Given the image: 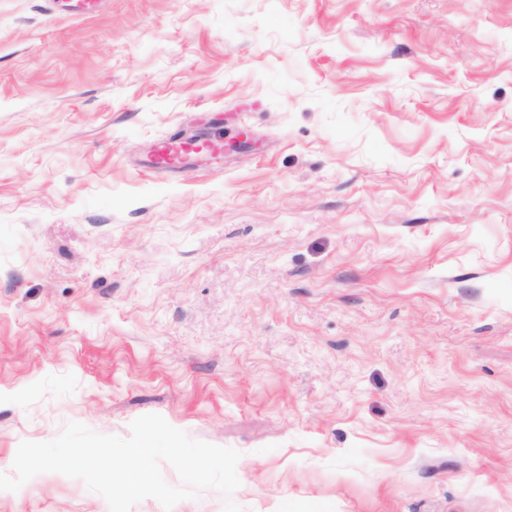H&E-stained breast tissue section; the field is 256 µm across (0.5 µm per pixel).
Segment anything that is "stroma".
Here are the masks:
<instances>
[{
    "instance_id": "35a3bbf8",
    "label": "stroma",
    "mask_w": 512,
    "mask_h": 512,
    "mask_svg": "<svg viewBox=\"0 0 512 512\" xmlns=\"http://www.w3.org/2000/svg\"><path fill=\"white\" fill-rule=\"evenodd\" d=\"M151 413L243 512H512V0H0V473ZM220 146V143L205 141H183L163 144L157 151V163L164 167H181L190 155L202 151L213 153Z\"/></svg>"
}]
</instances>
